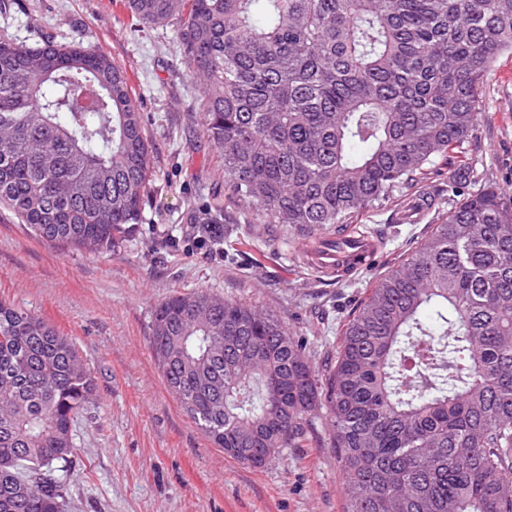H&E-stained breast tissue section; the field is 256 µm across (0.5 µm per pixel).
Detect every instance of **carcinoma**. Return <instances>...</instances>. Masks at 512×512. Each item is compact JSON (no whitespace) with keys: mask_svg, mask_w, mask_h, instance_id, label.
Instances as JSON below:
<instances>
[{"mask_svg":"<svg viewBox=\"0 0 512 512\" xmlns=\"http://www.w3.org/2000/svg\"><path fill=\"white\" fill-rule=\"evenodd\" d=\"M125 4L147 26L180 15L224 187L258 223L334 235L448 166V215L367 290L322 374L273 314L161 301L150 343L182 410L261 467L326 406L344 512H512V196L463 154L512 52V0ZM152 174L111 56L0 39V207L37 239L109 252L139 232ZM95 392L69 337L0 301V512H66L54 473Z\"/></svg>","mask_w":512,"mask_h":512,"instance_id":"obj_1","label":"carcinoma"}]
</instances>
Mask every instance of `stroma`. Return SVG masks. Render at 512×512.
Listing matches in <instances>:
<instances>
[{
  "label": "stroma",
  "instance_id": "stroma-1",
  "mask_svg": "<svg viewBox=\"0 0 512 512\" xmlns=\"http://www.w3.org/2000/svg\"><path fill=\"white\" fill-rule=\"evenodd\" d=\"M0 34L33 46L77 42L111 55L152 144L155 175L139 234L107 253L36 239L0 209V300L48 320L74 342L96 399L74 425L61 472L68 512H343L342 468L317 410L300 448L265 467L225 456L167 391L153 357V311L168 295L206 291L279 316L310 341L316 371L334 363L339 333L367 288L448 209L443 178L418 223L389 203L356 223L383 243L370 270L340 280L306 266L281 225L252 229L250 206L224 189V158L204 132L201 89L177 25H143L123 0H0ZM465 145L485 179L512 195V54L481 90Z\"/></svg>",
  "mask_w": 512,
  "mask_h": 512
}]
</instances>
